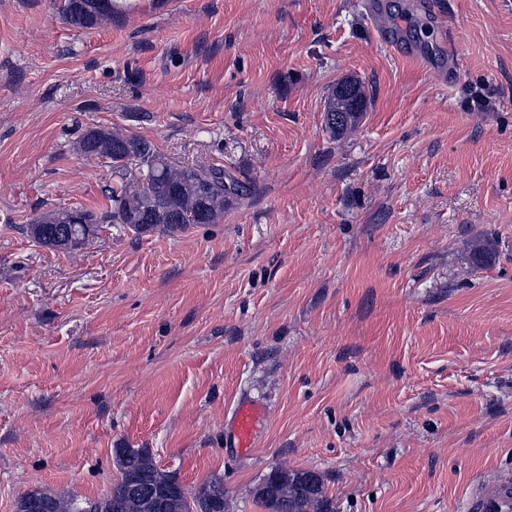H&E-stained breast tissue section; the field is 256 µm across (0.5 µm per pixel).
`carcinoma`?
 <instances>
[{
	"instance_id": "cac0c4a2",
	"label": "carcinoma",
	"mask_w": 512,
	"mask_h": 512,
	"mask_svg": "<svg viewBox=\"0 0 512 512\" xmlns=\"http://www.w3.org/2000/svg\"><path fill=\"white\" fill-rule=\"evenodd\" d=\"M78 0H63L61 13L72 25L94 28L112 18V0H103L91 18L76 13ZM366 100L362 86L345 81L332 92L326 112L325 127L333 137H340L359 122ZM75 149L83 156L94 155L112 162L116 182L107 189L110 205L102 210L84 207H58L48 210L26 225L28 236L37 244L53 250L73 252L97 234L101 224H120L137 235L156 230L174 233L189 227L188 214L199 224H217L224 219V206L234 196H241L245 186L222 166L194 167L169 161L148 140L106 127L88 128L76 141ZM118 476L112 489L100 496L105 512L112 508V496L120 492L131 475L140 477L165 500L160 512H195L211 499L204 486L192 493L180 486L169 490L168 478L153 463L146 448L115 449ZM273 489L261 487L258 499L268 512H333L325 496L321 475L314 470L293 471L280 466L268 475Z\"/></svg>"
}]
</instances>
